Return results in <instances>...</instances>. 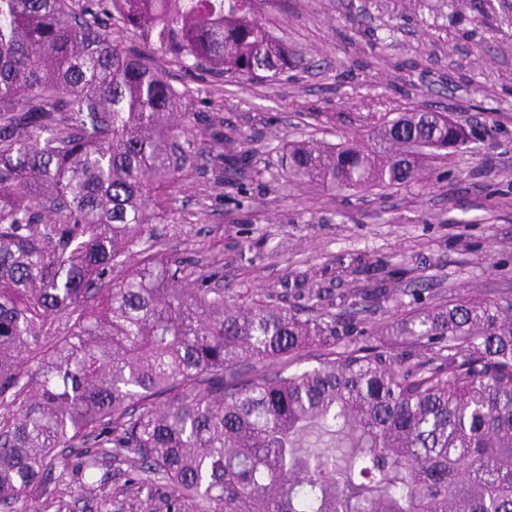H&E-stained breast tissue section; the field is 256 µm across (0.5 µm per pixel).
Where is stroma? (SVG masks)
I'll list each match as a JSON object with an SVG mask.
<instances>
[{"label": "stroma", "instance_id": "stroma-1", "mask_svg": "<svg viewBox=\"0 0 512 512\" xmlns=\"http://www.w3.org/2000/svg\"><path fill=\"white\" fill-rule=\"evenodd\" d=\"M275 33L308 71L273 82L216 79L155 57L184 94L194 160L151 232L163 254L215 271L226 295L270 294L308 317L319 286L363 307L349 347L400 346L377 327L424 306L512 300V24L451 14L443 0H272ZM453 114L474 136L429 184L336 194L285 186L284 147L363 139L404 112ZM249 138V197L221 184L216 123ZM395 280L396 296L362 297Z\"/></svg>", "mask_w": 512, "mask_h": 512}]
</instances>
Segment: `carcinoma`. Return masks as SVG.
Returning a JSON list of instances; mask_svg holds the SVG:
<instances>
[{
	"mask_svg": "<svg viewBox=\"0 0 512 512\" xmlns=\"http://www.w3.org/2000/svg\"><path fill=\"white\" fill-rule=\"evenodd\" d=\"M495 1L512 22V0L448 7ZM75 2L0 0V512L114 482L168 490L166 512H512V302L418 309L401 351L338 352L351 316L186 288L155 242L128 264L191 142L183 93L108 27L213 78L277 80L303 60L261 0ZM246 143L224 136V183ZM467 143L447 113L406 112L366 141L286 144L282 179L418 183Z\"/></svg>",
	"mask_w": 512,
	"mask_h": 512,
	"instance_id": "obj_1",
	"label": "carcinoma"
}]
</instances>
